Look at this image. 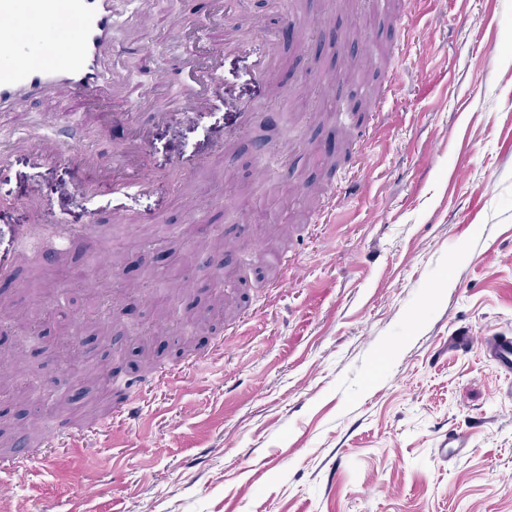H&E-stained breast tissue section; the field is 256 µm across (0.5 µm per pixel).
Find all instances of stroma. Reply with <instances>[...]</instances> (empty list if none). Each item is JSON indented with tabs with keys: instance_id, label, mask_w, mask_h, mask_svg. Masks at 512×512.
Listing matches in <instances>:
<instances>
[{
	"instance_id": "obj_1",
	"label": "stroma",
	"mask_w": 512,
	"mask_h": 512,
	"mask_svg": "<svg viewBox=\"0 0 512 512\" xmlns=\"http://www.w3.org/2000/svg\"><path fill=\"white\" fill-rule=\"evenodd\" d=\"M354 2L294 0L274 87L219 46L283 28L277 0H151L138 39L187 18L207 108L182 118L186 67L155 85L158 58L120 43L121 95L0 112V253L34 209L91 229L0 283V360L22 371L0 380V460L31 457L8 512H512V394L480 344L512 336V0ZM354 44L367 68L337 81ZM46 112L64 149L39 158ZM265 155L287 179L258 177ZM143 166L165 182L134 190ZM107 273L101 322L70 278ZM80 314L76 366L59 343ZM104 366L146 376L136 418ZM57 419L71 444L40 447L32 423ZM452 427L472 437L447 457Z\"/></svg>"
}]
</instances>
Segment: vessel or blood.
Wrapping results in <instances>:
<instances>
[{"label":"vessel or blood","instance_id":"b4317fda","mask_svg":"<svg viewBox=\"0 0 512 512\" xmlns=\"http://www.w3.org/2000/svg\"><path fill=\"white\" fill-rule=\"evenodd\" d=\"M134 4L130 27L149 23L145 0H0V112L27 100L69 91L81 95L120 94L125 77L112 58L116 26L124 19L121 8ZM71 25L68 46L50 62L42 55L48 44L46 29L58 28L61 16ZM266 50L254 69L256 79L268 82L277 74L273 58L279 34L264 35ZM20 255L39 251L57 256L73 243L75 228L58 224L43 233L18 225ZM484 345L493 361L512 373V337L490 336Z\"/></svg>","mask_w":512,"mask_h":512}]
</instances>
